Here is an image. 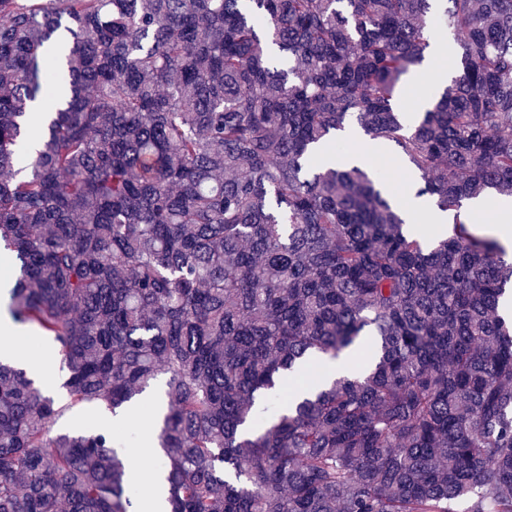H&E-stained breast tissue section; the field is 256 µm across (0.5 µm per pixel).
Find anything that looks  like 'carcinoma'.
Segmentation results:
<instances>
[{
  "instance_id": "cac0c4a2",
  "label": "carcinoma",
  "mask_w": 512,
  "mask_h": 512,
  "mask_svg": "<svg viewBox=\"0 0 512 512\" xmlns=\"http://www.w3.org/2000/svg\"><path fill=\"white\" fill-rule=\"evenodd\" d=\"M444 34L458 73L412 121ZM351 132L448 235L321 163ZM496 195L512 0H0L7 309L68 371L59 402L0 361V512H136L118 429L51 427L162 374L165 512H512V261L463 210ZM418 185V179L416 175H410L405 173L403 177V183L391 189L394 193L403 195L402 206L413 216L422 217L423 223L431 224L435 235H447L448 234V216L442 212L435 210L432 207L430 201L422 197L416 196Z\"/></svg>"
}]
</instances>
